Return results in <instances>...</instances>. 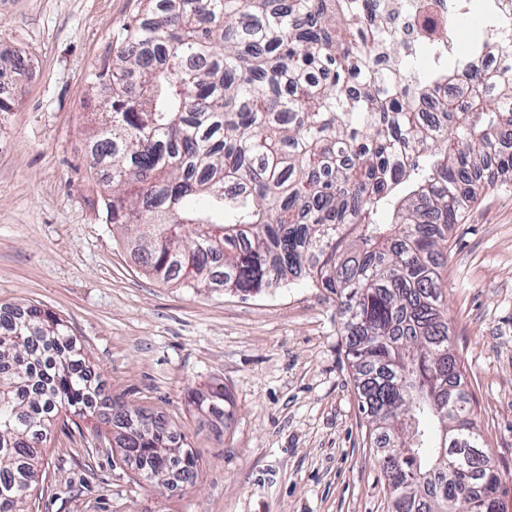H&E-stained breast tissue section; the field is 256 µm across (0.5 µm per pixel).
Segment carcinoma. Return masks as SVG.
I'll return each mask as SVG.
<instances>
[{
  "instance_id": "cac0c4a2",
  "label": "carcinoma",
  "mask_w": 512,
  "mask_h": 512,
  "mask_svg": "<svg viewBox=\"0 0 512 512\" xmlns=\"http://www.w3.org/2000/svg\"><path fill=\"white\" fill-rule=\"evenodd\" d=\"M93 74L88 142L105 222L156 279L245 295L302 278L346 316L359 405L384 448L391 512H504L441 309L448 230L490 168L512 178V38L426 73L401 65L384 0H142ZM392 216L389 223L381 215ZM59 315L0 321V512H29L38 449L63 415L98 416L138 475L192 485L197 457L153 414L93 389ZM218 388L201 411L229 415Z\"/></svg>"
}]
</instances>
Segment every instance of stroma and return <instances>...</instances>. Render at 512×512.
Listing matches in <instances>:
<instances>
[{"label": "stroma", "instance_id": "35a3bbf8", "mask_svg": "<svg viewBox=\"0 0 512 512\" xmlns=\"http://www.w3.org/2000/svg\"><path fill=\"white\" fill-rule=\"evenodd\" d=\"M140 0H0V47L26 66L0 112V305L67 320L113 397L174 427L194 485L139 478L102 422L42 448L33 512H390L334 296L304 281L258 295L162 283L100 215L86 144L108 95L91 74ZM454 353L512 512V185L483 189L441 272ZM220 386L228 418L192 394Z\"/></svg>", "mask_w": 512, "mask_h": 512}]
</instances>
